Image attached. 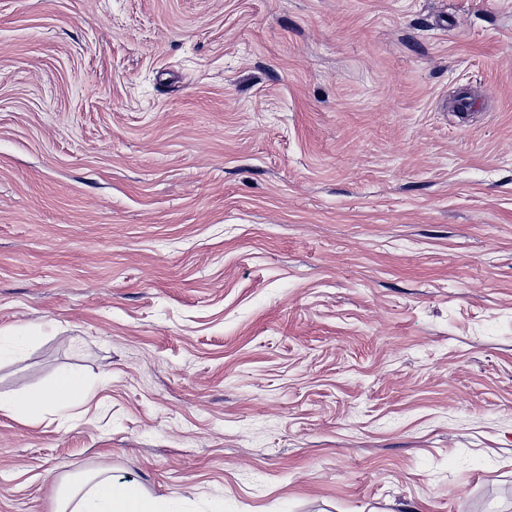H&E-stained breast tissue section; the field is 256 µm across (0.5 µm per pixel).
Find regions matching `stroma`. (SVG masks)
<instances>
[{
  "instance_id": "stroma-1",
  "label": "stroma",
  "mask_w": 512,
  "mask_h": 512,
  "mask_svg": "<svg viewBox=\"0 0 512 512\" xmlns=\"http://www.w3.org/2000/svg\"><path fill=\"white\" fill-rule=\"evenodd\" d=\"M0 512H512V0H0ZM87 397L83 375L77 371H66L57 374L45 388L0 396V412L23 422H37L43 419L49 408L66 413ZM51 508V512H178L168 498L118 482L104 470L67 481L53 498Z\"/></svg>"
}]
</instances>
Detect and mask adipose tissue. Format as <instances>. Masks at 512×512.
Wrapping results in <instances>:
<instances>
[{"mask_svg": "<svg viewBox=\"0 0 512 512\" xmlns=\"http://www.w3.org/2000/svg\"><path fill=\"white\" fill-rule=\"evenodd\" d=\"M88 397L83 375L76 371L57 374L39 390H25L0 396V412L23 422L43 419L48 409L68 412ZM51 512H175L171 501L138 486L113 479L104 470L76 476L60 487L52 500Z\"/></svg>", "mask_w": 512, "mask_h": 512, "instance_id": "obj_1", "label": "adipose tissue"}]
</instances>
